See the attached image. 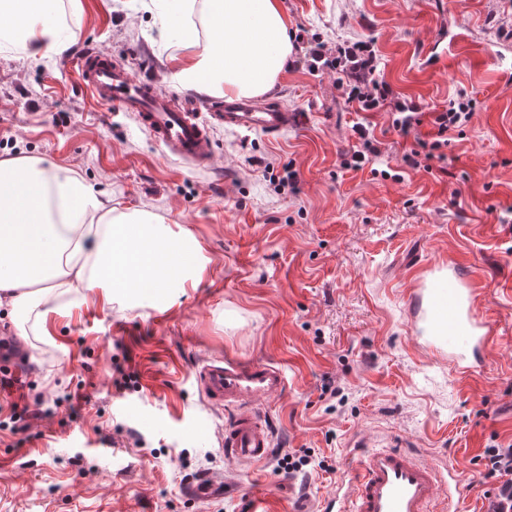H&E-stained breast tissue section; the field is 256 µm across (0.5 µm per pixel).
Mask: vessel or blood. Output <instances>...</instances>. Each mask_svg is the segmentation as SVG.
Listing matches in <instances>:
<instances>
[{"mask_svg":"<svg viewBox=\"0 0 512 512\" xmlns=\"http://www.w3.org/2000/svg\"><path fill=\"white\" fill-rule=\"evenodd\" d=\"M75 64L82 87L96 102L129 113L165 155L199 168L214 162L213 127L276 136L298 122L296 113L283 106L248 98L224 100L208 117H201L193 93L162 90L98 49L83 51ZM437 280V286L424 289L417 301L415 322L447 319V335L432 339L434 352L459 371L491 370L485 357L491 329L474 312L476 290L470 276L452 265ZM195 378L203 400L229 414L220 438L226 454L254 463L266 460L273 437L260 408L285 388L281 366L228 354L199 365ZM339 483L343 492L329 496L323 512H457L464 491L448 464L425 462L395 447L350 453ZM223 489V481L205 476L190 480L185 491L189 498L203 501Z\"/></svg>","mask_w":512,"mask_h":512,"instance_id":"vessel-or-blood-1","label":"vessel or blood"}]
</instances>
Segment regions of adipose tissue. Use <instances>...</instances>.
Wrapping results in <instances>:
<instances>
[{
	"instance_id": "obj_1",
	"label": "adipose tissue",
	"mask_w": 512,
	"mask_h": 512,
	"mask_svg": "<svg viewBox=\"0 0 512 512\" xmlns=\"http://www.w3.org/2000/svg\"><path fill=\"white\" fill-rule=\"evenodd\" d=\"M52 0H0V40L30 56L61 49ZM206 39L182 37L169 60L178 85L228 96H259L280 80L294 53L281 0H204ZM200 243L146 210L113 207L72 171L20 158L0 161V306L36 311L39 325L58 313L60 296L99 289L106 302L165 295L197 285Z\"/></svg>"
}]
</instances>
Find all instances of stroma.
<instances>
[{
    "instance_id": "35a3bbf8",
    "label": "stroma",
    "mask_w": 512,
    "mask_h": 512,
    "mask_svg": "<svg viewBox=\"0 0 512 512\" xmlns=\"http://www.w3.org/2000/svg\"><path fill=\"white\" fill-rule=\"evenodd\" d=\"M296 35L268 99L301 113L270 139L217 128L212 168L167 158L128 114L94 104L74 59L91 46L169 88L181 43L159 32L155 0H56L66 45L31 57L0 47V160L71 170L122 209L164 218L203 247L194 288L164 303L105 304L99 290L48 331L0 307V335L25 363L26 431H11L16 394L0 390V512H251L264 483L278 506L320 512L355 444L444 459L466 486L461 512H489L481 455L512 444V0H282ZM363 41L377 79L422 111L463 90L477 108L447 160L404 156L430 140L399 135L388 110L359 112L311 50ZM364 125L382 152L362 169L341 154ZM296 190L280 186L285 170ZM455 262L481 288L476 314L495 336V371L459 375L409 311L434 269ZM227 353L280 364L287 386L263 405L273 434L262 464L226 456L227 414L200 397L194 370ZM136 389L117 391V371ZM142 445H135V438ZM310 451L288 474L277 456ZM224 493L186 498L189 476Z\"/></svg>"
}]
</instances>
